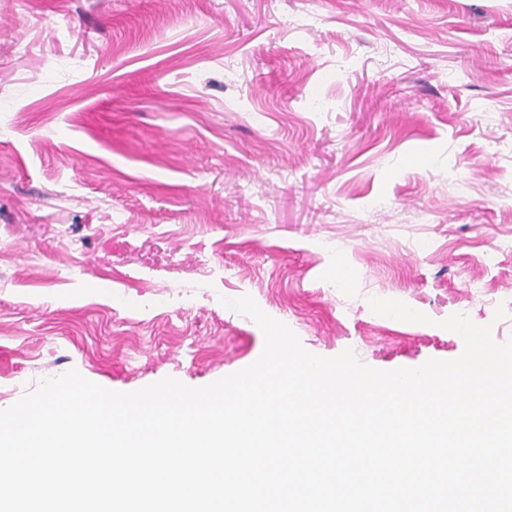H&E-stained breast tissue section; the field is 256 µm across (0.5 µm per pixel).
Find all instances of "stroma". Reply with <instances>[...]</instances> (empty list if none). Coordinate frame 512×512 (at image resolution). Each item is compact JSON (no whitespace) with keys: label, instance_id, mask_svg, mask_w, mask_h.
<instances>
[{"label":"stroma","instance_id":"35a3bbf8","mask_svg":"<svg viewBox=\"0 0 512 512\" xmlns=\"http://www.w3.org/2000/svg\"><path fill=\"white\" fill-rule=\"evenodd\" d=\"M510 242L512 0H0V409L237 372L244 295L319 356L452 360V314L512 337Z\"/></svg>","mask_w":512,"mask_h":512}]
</instances>
